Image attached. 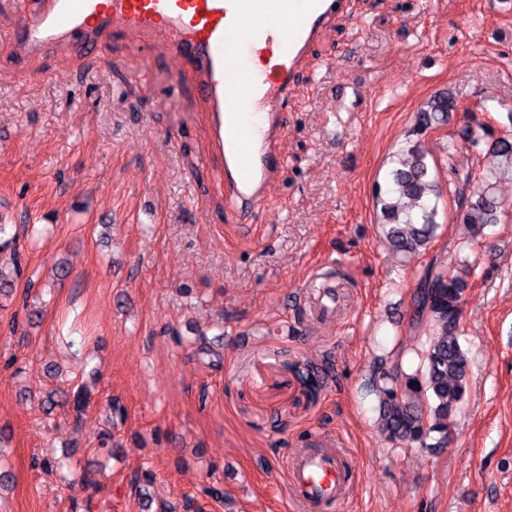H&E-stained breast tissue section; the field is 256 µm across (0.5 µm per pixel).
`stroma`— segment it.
<instances>
[{"mask_svg":"<svg viewBox=\"0 0 512 512\" xmlns=\"http://www.w3.org/2000/svg\"><path fill=\"white\" fill-rule=\"evenodd\" d=\"M282 110L288 156L240 222L215 180L210 114L192 75L159 51L108 35L20 56L0 42V224L22 273L0 309V455L12 481L0 512H142L129 480L150 465L158 501L209 482L204 512H293L285 460L323 440L353 456L342 512H512V179L496 193L465 306L468 396L443 448L405 449L376 429L377 358L411 371L428 328L414 299L433 261L467 255L453 219L458 178L490 162L449 137L512 125V0H346L311 48ZM451 93L445 125L416 134L418 110ZM419 141L435 161L440 226L430 247L387 244L376 186ZM330 282L347 305L331 323L308 306ZM205 333L210 355L197 351ZM330 361L317 398L290 362ZM102 375L80 423L38 403L50 366ZM125 407L109 425L107 404ZM111 430L112 455L94 454ZM76 449L85 479L37 456Z\"/></svg>","mask_w":512,"mask_h":512,"instance_id":"stroma-1","label":"stroma"}]
</instances>
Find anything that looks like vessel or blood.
I'll return each instance as SVG.
<instances>
[{"label":"vessel or blood","mask_w":512,"mask_h":512,"mask_svg":"<svg viewBox=\"0 0 512 512\" xmlns=\"http://www.w3.org/2000/svg\"><path fill=\"white\" fill-rule=\"evenodd\" d=\"M344 0H16L20 17L6 41L27 56L64 45L95 51L120 31L162 36L195 75L211 116L218 182L241 218L263 201L277 169L279 115L292 77ZM292 498L303 512H340L357 482L342 448L298 450L286 460Z\"/></svg>","instance_id":"obj_1"}]
</instances>
